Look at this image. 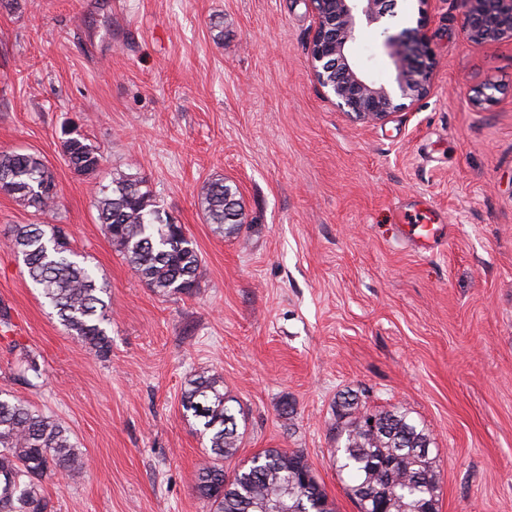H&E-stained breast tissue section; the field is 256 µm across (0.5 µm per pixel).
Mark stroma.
Instances as JSON below:
<instances>
[{"label": "stroma", "instance_id": "35a3bbf8", "mask_svg": "<svg viewBox=\"0 0 512 512\" xmlns=\"http://www.w3.org/2000/svg\"><path fill=\"white\" fill-rule=\"evenodd\" d=\"M313 28L307 0H0V152L40 155L59 191L41 215L0 194V391L86 453L45 482L54 512H208L194 492L206 441L181 407L203 370L245 422L225 471L300 449L335 512H357L331 460L350 393L429 432L438 512H512V40L474 41L460 0H432L430 93L359 124L310 77ZM353 51L390 80L378 29ZM487 83L498 92L475 104ZM67 126L100 148L96 173L69 166ZM116 169L196 243L194 296L153 292L105 237L94 202ZM219 178L241 204L233 236L200 202ZM425 207L449 236L420 254L399 218ZM18 224L64 225L106 283L107 358L31 286Z\"/></svg>", "mask_w": 512, "mask_h": 512}]
</instances>
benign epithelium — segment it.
Segmentation results:
<instances>
[{
  "label": "benign epithelium",
  "mask_w": 512,
  "mask_h": 512,
  "mask_svg": "<svg viewBox=\"0 0 512 512\" xmlns=\"http://www.w3.org/2000/svg\"><path fill=\"white\" fill-rule=\"evenodd\" d=\"M418 0L416 27L393 33L382 25L395 14L397 0H308L314 31L308 69L323 97L354 121L384 123L430 93L434 55L427 32V7ZM464 24L475 41L512 38V0H462ZM380 26L393 77L387 83L372 78L352 55L351 46L362 26Z\"/></svg>",
  "instance_id": "7a95c632"
}]
</instances>
